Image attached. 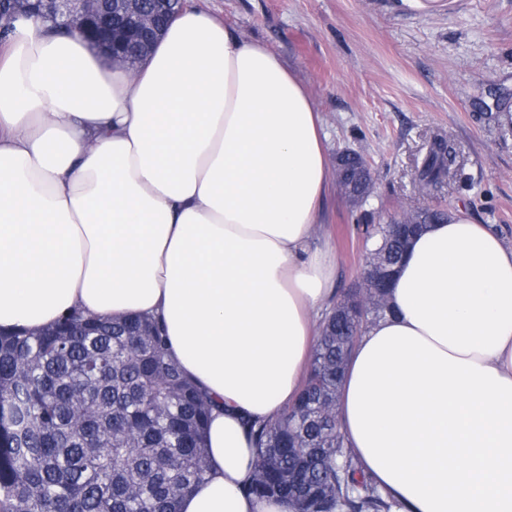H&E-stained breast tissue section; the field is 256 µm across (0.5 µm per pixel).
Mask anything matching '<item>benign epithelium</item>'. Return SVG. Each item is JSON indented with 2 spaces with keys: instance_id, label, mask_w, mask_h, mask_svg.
I'll list each match as a JSON object with an SVG mask.
<instances>
[{
  "instance_id": "obj_1",
  "label": "benign epithelium",
  "mask_w": 512,
  "mask_h": 512,
  "mask_svg": "<svg viewBox=\"0 0 512 512\" xmlns=\"http://www.w3.org/2000/svg\"><path fill=\"white\" fill-rule=\"evenodd\" d=\"M38 6V13L53 26L86 36L94 30L95 49L108 57L113 50L130 48L136 53L148 49V43L162 31L163 23L178 15L186 0L172 7L170 0H15V15L24 16ZM358 165V191L366 199L375 188L370 164L359 152L345 149Z\"/></svg>"
}]
</instances>
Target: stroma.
Here are the masks:
<instances>
[{"mask_svg":"<svg viewBox=\"0 0 512 512\" xmlns=\"http://www.w3.org/2000/svg\"><path fill=\"white\" fill-rule=\"evenodd\" d=\"M265 45L306 84L326 152L369 159L376 188L356 208L331 183L316 239L337 256L336 292L359 281L362 212L387 223L442 206L512 246V0H187ZM458 170L433 194L415 172L431 140Z\"/></svg>","mask_w":512,"mask_h":512,"instance_id":"obj_1","label":"stroma"}]
</instances>
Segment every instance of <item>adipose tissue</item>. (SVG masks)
<instances>
[{"instance_id":"obj_1","label":"adipose tissue","mask_w":512,"mask_h":512,"mask_svg":"<svg viewBox=\"0 0 512 512\" xmlns=\"http://www.w3.org/2000/svg\"><path fill=\"white\" fill-rule=\"evenodd\" d=\"M323 138L296 73L199 11L133 67L37 18L0 50V328L162 321L217 404L178 512H290L246 491V422L295 402L333 295ZM388 304L340 390L352 455L393 512H512V247L430 225Z\"/></svg>"}]
</instances>
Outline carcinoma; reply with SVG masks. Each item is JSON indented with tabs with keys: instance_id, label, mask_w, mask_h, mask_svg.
<instances>
[{
	"instance_id": "obj_1",
	"label": "carcinoma",
	"mask_w": 512,
	"mask_h": 512,
	"mask_svg": "<svg viewBox=\"0 0 512 512\" xmlns=\"http://www.w3.org/2000/svg\"><path fill=\"white\" fill-rule=\"evenodd\" d=\"M12 0H0V43L16 29ZM451 144H434L417 177L440 184L456 165ZM422 224L394 237L387 224L357 226L370 261L395 279L412 240L448 210L427 208ZM366 267L355 291L320 322L303 389L274 420L247 421L258 448L248 492L297 512H390L392 503L358 467L336 413L341 376L355 337L388 309ZM0 512H177L179 498L205 478L210 396L170 358L160 320L102 321L71 315L40 330L0 329Z\"/></svg>"
}]
</instances>
